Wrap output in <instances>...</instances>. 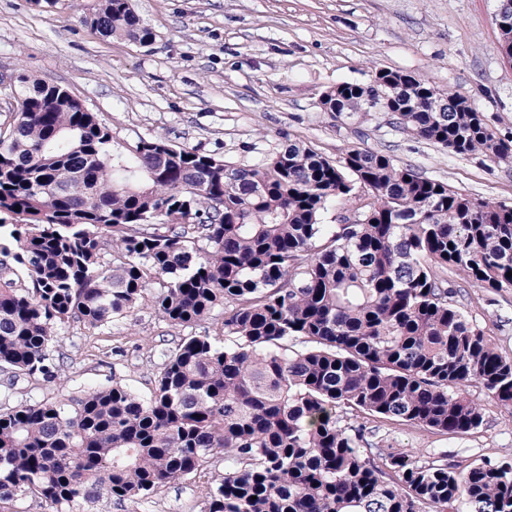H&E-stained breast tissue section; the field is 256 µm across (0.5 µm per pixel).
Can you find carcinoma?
<instances>
[{"instance_id":"1","label":"carcinoma","mask_w":512,"mask_h":512,"mask_svg":"<svg viewBox=\"0 0 512 512\" xmlns=\"http://www.w3.org/2000/svg\"><path fill=\"white\" fill-rule=\"evenodd\" d=\"M91 25L155 40L130 0H100ZM11 94L0 372L54 383L62 325L118 321L152 288L174 325L224 306V341L188 336L163 353L147 396L114 380L0 410L1 503L135 501L222 453L205 512H512V457L459 472L378 437L380 421L475 434L471 384L512 410V359L456 300L459 278L512 289V205L361 148L333 161L290 142L250 166L161 138L115 150L66 88L19 73ZM320 103L357 119L382 105L452 154L512 161V138L467 98L410 73L343 81Z\"/></svg>"}]
</instances>
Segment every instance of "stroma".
I'll return each instance as SVG.
<instances>
[{
    "label": "stroma",
    "instance_id": "stroma-1",
    "mask_svg": "<svg viewBox=\"0 0 512 512\" xmlns=\"http://www.w3.org/2000/svg\"><path fill=\"white\" fill-rule=\"evenodd\" d=\"M99 0H0V72L26 71L61 85L109 126L114 149L161 137L240 165L301 142L332 160L362 148L469 195L512 204V163L453 155L396 130L374 114L363 123L321 111L324 91L369 82L389 68L422 76L468 98L499 136H512V65L498 51L497 0H131L154 31L142 46L106 36L89 19ZM459 307L512 358V289L466 288ZM224 309L192 327L175 326L144 299L128 317L93 328L70 322L53 356L60 379L48 386L17 377L0 408L67 400L118 379L148 395L162 370L161 348L181 337H221ZM485 409L483 427L463 439L381 423L379 435L418 457L446 452L468 464L512 455V412ZM224 475L210 459L204 478L177 479L138 502L102 501L97 512H203L205 481Z\"/></svg>",
    "mask_w": 512,
    "mask_h": 512
}]
</instances>
